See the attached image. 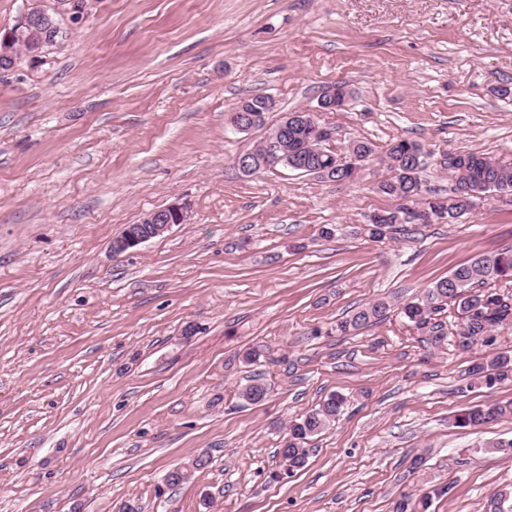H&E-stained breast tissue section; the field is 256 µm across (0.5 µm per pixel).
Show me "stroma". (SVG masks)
<instances>
[{"mask_svg": "<svg viewBox=\"0 0 512 512\" xmlns=\"http://www.w3.org/2000/svg\"><path fill=\"white\" fill-rule=\"evenodd\" d=\"M339 83L347 107L318 111ZM500 85L512 0H93L42 59L0 73V512H393L445 485L429 512H486L512 483V455L491 447L512 420L472 431L453 416L512 400L466 376L512 351V323L463 352L397 309L511 247L512 206L374 242L368 215L396 204L382 165L353 184L247 176L235 158L263 132L229 117L259 94L276 104L267 125L313 111L338 152L415 140L425 189L444 194L443 154L512 164ZM174 202L187 223L113 252ZM377 299L385 321L335 334ZM255 372L269 397L251 405L239 390ZM336 392L343 415L288 472L289 422ZM176 467L188 477L172 486ZM450 490V486H443L416 496L403 495L394 504L393 512H427L433 496H444L449 494Z\"/></svg>", "mask_w": 512, "mask_h": 512, "instance_id": "stroma-1", "label": "stroma"}]
</instances>
